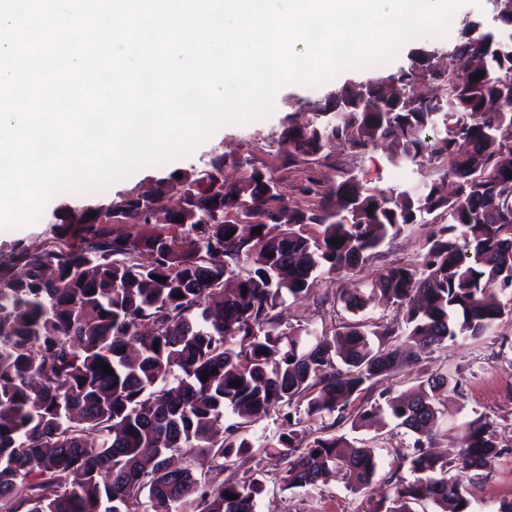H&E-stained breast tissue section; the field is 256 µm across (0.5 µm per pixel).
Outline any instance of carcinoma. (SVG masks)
<instances>
[{
  "label": "carcinoma",
  "instance_id": "obj_1",
  "mask_svg": "<svg viewBox=\"0 0 512 512\" xmlns=\"http://www.w3.org/2000/svg\"><path fill=\"white\" fill-rule=\"evenodd\" d=\"M497 4L494 27L463 30L448 52L458 70L419 48L398 74L346 82L328 111L288 127V164L335 172L322 202L282 201L278 218L272 171L227 184L216 157L208 170L92 218L73 209L42 249L19 247L0 261V512H256L262 481L224 477L233 452L251 448L252 424L272 411L289 422L303 405L310 417L333 418L332 428L377 426L382 407L364 396L400 359L419 365L512 317V298L499 297L512 290V0ZM331 142L357 159L385 145L392 166L434 177L416 193L367 188L328 163ZM170 188L183 202L169 218L177 235L114 237L99 221L111 212L147 224ZM241 209L255 219L247 234L226 220ZM435 212L439 227L420 259L387 267L368 293L339 295L358 314L379 293L402 318L372 332L353 320L314 339L280 328L275 310L304 297L312 276L365 265L389 235ZM311 225L315 233H304ZM453 391L447 377L423 371L414 392L385 397L415 439L388 478L390 505L375 512H413L422 501L472 512L470 492L448 473L456 464L485 471L503 448L476 418L446 455L430 451L431 425ZM227 412L238 421L215 440ZM343 447L331 432L304 445L290 426L266 452L288 460L290 488L338 470L360 492L375 475L372 449ZM406 464L411 480L399 475Z\"/></svg>",
  "mask_w": 512,
  "mask_h": 512
}]
</instances>
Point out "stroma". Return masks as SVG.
I'll list each match as a JSON object with an SVG mask.
<instances>
[{
  "label": "stroma",
  "mask_w": 512,
  "mask_h": 512,
  "mask_svg": "<svg viewBox=\"0 0 512 512\" xmlns=\"http://www.w3.org/2000/svg\"><path fill=\"white\" fill-rule=\"evenodd\" d=\"M496 15V0H467L455 13L449 35L413 40L409 49L401 50L394 60L375 69L346 71L336 80L315 88L285 87L278 93L275 110L268 118L246 125L224 126L187 157L140 169L102 190L59 194L46 203L36 221L0 230V254H9L17 244L40 249L52 237L57 218L65 209L119 203L127 196L153 189L170 176L208 169L211 160L218 156L224 159L227 181L246 178L249 167H268L273 169L279 192L289 206H303L305 197L300 188L306 174L302 168L288 163V155L294 150L284 135L288 124L301 126L310 121L314 109L323 105L338 84L397 74L400 68L408 66L410 49L424 47L435 51L439 60H446L449 48L464 28L474 23L485 28L493 26ZM387 155V149L381 148L359 161L337 150L332 158L344 162L346 170L365 186L419 189L421 176L393 167ZM434 228V216L422 215L418 223L405 226L387 240L376 260L352 271L318 276L306 297L287 299L281 306L282 326H303L334 335L352 318L351 313L337 304V295L346 289L367 287L392 264L414 260L424 252ZM428 365L448 373L458 383L457 390L450 395L447 415L437 423L436 453H446L459 428L477 417L491 423L497 440L508 449L489 474L480 475L457 467L451 470L452 476L471 492L473 512H495L501 500L512 499V319L498 322L483 338L437 349ZM286 429L281 415L270 413L251 428L250 451L234 457L231 463L233 474L252 475L263 481L265 490L258 500L257 512H372L377 501L389 493L386 479L396 466L397 453L414 441L410 431L392 420L378 430L341 426L340 431L350 445L372 449L376 473L371 486L356 493L350 490L342 475L333 474L312 485L288 488L281 480L284 462L265 453L266 446L275 443Z\"/></svg>",
  "instance_id": "35a3bbf8"
}]
</instances>
